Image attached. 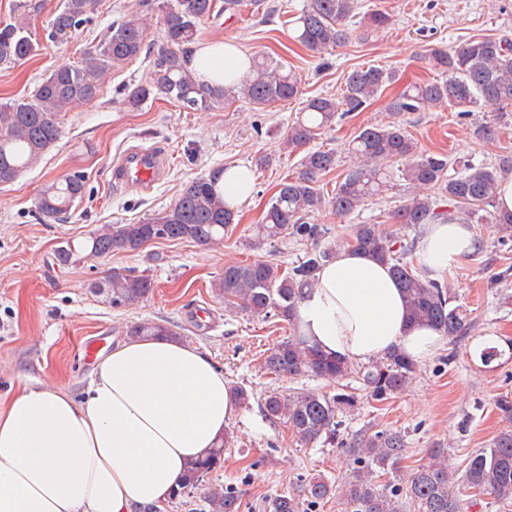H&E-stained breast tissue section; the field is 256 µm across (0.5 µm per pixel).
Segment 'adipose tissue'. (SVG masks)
I'll return each instance as SVG.
<instances>
[{
  "label": "adipose tissue",
  "mask_w": 512,
  "mask_h": 512,
  "mask_svg": "<svg viewBox=\"0 0 512 512\" xmlns=\"http://www.w3.org/2000/svg\"><path fill=\"white\" fill-rule=\"evenodd\" d=\"M247 54L204 43L188 61L212 85L241 77ZM467 224L427 225L415 256L430 278L447 279L478 247ZM297 307L299 332L351 363L397 349L427 360L438 331L412 325L388 265L340 251L316 273ZM240 402L201 349L179 339H130L102 354L83 397L52 381L21 386L0 404V512H164L189 462L203 457Z\"/></svg>",
  "instance_id": "1"
}]
</instances>
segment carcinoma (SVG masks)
Masks as SVG:
<instances>
[{"mask_svg":"<svg viewBox=\"0 0 512 512\" xmlns=\"http://www.w3.org/2000/svg\"><path fill=\"white\" fill-rule=\"evenodd\" d=\"M94 0H63L54 14L48 37L61 40L87 21ZM217 0H172L164 18L162 40L154 52L151 80L132 88L124 98L127 109L135 111L159 90L186 109L207 110L240 96L265 106L288 100L299 93L296 75L265 55L252 58L250 72L232 86L209 87L197 81L187 67L189 45L196 40L199 24L210 18ZM356 0H311L295 20V41L314 53L347 43L352 35L349 22L355 17ZM32 7L20 2L17 16L0 24V66L11 67L37 54L40 44L33 37ZM146 22L136 16L112 23L107 34L94 44L88 56L77 63H62L46 74L27 96L0 104V184L15 181L35 165L61 136L59 117L77 103L97 99L105 77L137 59L145 49ZM441 79L407 85L389 105L392 114L422 112L446 104L466 114L477 108L504 112L512 107V40L478 38L454 49L435 48L430 55ZM398 80L397 71L370 65L353 70L338 97L308 100L306 117L288 127L285 144L300 148L331 128L341 113L358 112L385 88ZM353 164L336 182L330 198L321 191L322 177L337 167L336 153L308 151L295 175L279 184L268 199L262 218L253 228L254 238L275 242L281 238L314 245L306 255L284 268L269 260L248 263L227 262L212 283L224 307L240 309L254 316H274L288 324L289 336L268 349L264 367L283 376L311 372L333 382L355 373L366 396L385 401L402 393L417 373V364L393 351L370 365L356 369L353 364L328 356L298 334L296 308L306 290L314 287L315 272L335 251L319 249L328 234L323 224L310 218L328 207L339 217L347 216L378 195L391 179V166L401 165V175L414 193L394 211L393 223L416 226L452 221L467 224L477 219L495 224L512 236V214L494 210L498 180L512 172V154L499 156L492 167H465L448 178V160L427 155L400 122L371 125L360 129L346 147ZM224 169H215L185 186L176 202L161 214L135 224H106L90 234L78 248L62 249L58 261L69 264L83 258H102L114 250L136 252L156 240H186L212 249L224 242V232L237 214L224 200L216 181ZM85 193V177L79 172L47 185L39 194L36 208L46 217L69 212ZM357 250L388 265L404 294L410 323L430 326L443 336H463L472 326L470 313L454 304L443 283L424 276L409 255L397 232L380 224H356L336 245ZM154 282L146 274L114 269L94 287L109 306L119 309L147 298ZM177 335L168 325L143 321L130 325L132 337ZM357 396L344 389L332 395L312 391L288 394L272 392L260 400V409L272 422L288 425L305 443L339 438L341 417L356 406ZM496 407L510 425L501 430L487 448L470 457L462 479L448 467V450L432 448L429 461L404 474L398 464L406 452L405 435L379 431L351 438L346 448L352 470L341 495L346 512H462L466 496L490 495L512 500V397L501 396ZM228 439L219 441L207 455L190 462L172 500H180L202 486L204 477L224 457ZM391 475L380 485L377 471ZM307 500L319 502L332 497L337 488L322 477L308 479ZM209 512H240L239 495L231 490H214L205 496ZM274 512H301L302 502L281 495L272 502Z\"/></svg>","mask_w":512,"mask_h":512,"instance_id":"1","label":"carcinoma"}]
</instances>
